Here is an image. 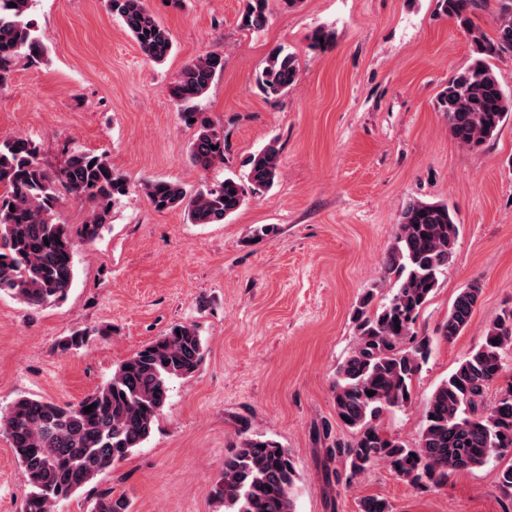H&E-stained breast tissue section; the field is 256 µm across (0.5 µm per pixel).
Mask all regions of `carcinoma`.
<instances>
[{
	"label": "carcinoma",
	"mask_w": 512,
	"mask_h": 512,
	"mask_svg": "<svg viewBox=\"0 0 512 512\" xmlns=\"http://www.w3.org/2000/svg\"><path fill=\"white\" fill-rule=\"evenodd\" d=\"M441 13L465 29L471 44L469 63L448 81L437 98L451 136L478 149L496 138L512 115V95L502 88L490 60L512 48V0H498L495 33L488 36L473 23L482 0H438ZM36 0H0V89L11 84L17 64L40 62L44 49L32 12ZM144 55L162 63L170 55L169 31L147 10L143 0H107ZM269 20V0H242L239 25L258 32ZM224 57L206 54L187 64L170 86L181 119L196 126L190 160L208 169L224 161V128L200 111V101ZM296 56L275 50L257 83L263 93L281 96L293 87ZM279 168L276 142L248 160L244 177L235 174L196 189L176 182L144 180L141 191L157 210L182 208L191 224H222L245 203L243 182L260 194L275 183ZM130 183L104 155L67 151L65 164L47 170L37 144L25 137L0 139V294L31 306L67 299L75 278L78 242L98 238L111 219L112 207L128 193ZM90 206L86 220L60 224L62 193ZM459 237L456 212L448 205L412 199L403 208L395 241L382 267L381 282L391 284L378 301L369 289L353 311L356 341L336 369L334 411L352 431L349 440L332 435L324 422L316 433L328 441L326 461L336 483L351 485L377 463L386 464L417 490L438 489L448 476L512 455V383L487 403L489 386L512 355V308L488 324L481 344L470 351L435 389L422 410L418 441L408 446L385 436L379 420L411 401L412 384L434 342H452L469 325L482 288L477 281L453 301L434 336H420L418 317L448 269ZM498 343H492V340ZM204 356L201 337L192 324H175L132 356L112 376L76 404L20 397L0 410V433L8 437L24 472L22 512H56L58 506L105 473L112 464L143 447L169 399V385L197 372ZM374 395H367V391ZM91 412H84L85 407ZM297 472L288 449L271 439L246 437L224 457L215 490L224 512H295ZM497 484L512 502V464L498 470ZM126 494L106 490L91 512H130ZM359 512H393L385 499L366 496Z\"/></svg>",
	"instance_id": "cac0c4a2"
}]
</instances>
